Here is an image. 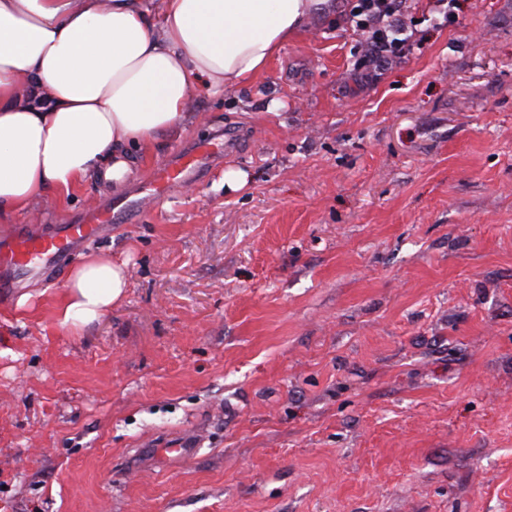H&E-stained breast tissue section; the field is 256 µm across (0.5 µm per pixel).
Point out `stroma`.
<instances>
[{"mask_svg":"<svg viewBox=\"0 0 512 512\" xmlns=\"http://www.w3.org/2000/svg\"><path fill=\"white\" fill-rule=\"evenodd\" d=\"M335 2L135 178L0 223L237 146L89 244L129 286L81 335L63 285L0 303V512H512V0L451 26L408 0L414 48L375 72ZM193 429L195 457L143 462Z\"/></svg>","mask_w":512,"mask_h":512,"instance_id":"stroma-1","label":"stroma"}]
</instances>
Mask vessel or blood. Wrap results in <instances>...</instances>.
I'll return each mask as SVG.
<instances>
[{
  "mask_svg": "<svg viewBox=\"0 0 512 512\" xmlns=\"http://www.w3.org/2000/svg\"><path fill=\"white\" fill-rule=\"evenodd\" d=\"M224 157L219 139L198 142L178 151L159 165L149 184V195L166 198L182 182L200 176L204 168ZM127 208L111 204L99 206L88 219L49 230L20 226L0 244V299L10 298L32 283L57 280L60 270L89 243L110 237L116 224L127 216ZM196 452L194 437L185 435L168 440L162 458L186 460Z\"/></svg>",
  "mask_w": 512,
  "mask_h": 512,
  "instance_id": "vessel-or-blood-1",
  "label": "vessel or blood"
}]
</instances>
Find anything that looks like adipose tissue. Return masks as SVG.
<instances>
[{
    "mask_svg": "<svg viewBox=\"0 0 512 512\" xmlns=\"http://www.w3.org/2000/svg\"><path fill=\"white\" fill-rule=\"evenodd\" d=\"M329 0H0V223L110 168L135 172L194 122L191 104L241 87ZM124 264L92 254L56 306L72 333L110 311Z\"/></svg>",
    "mask_w": 512,
    "mask_h": 512,
    "instance_id": "1",
    "label": "adipose tissue"
}]
</instances>
